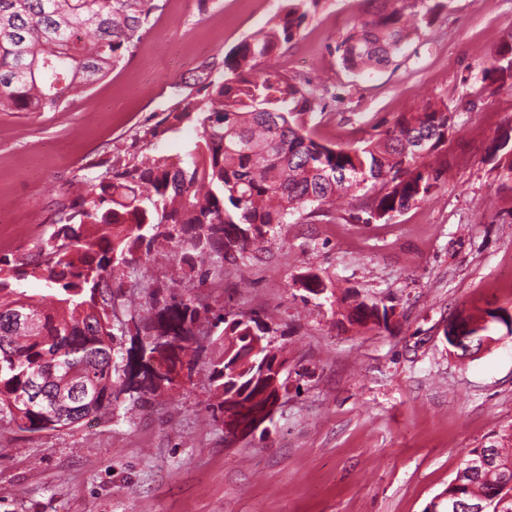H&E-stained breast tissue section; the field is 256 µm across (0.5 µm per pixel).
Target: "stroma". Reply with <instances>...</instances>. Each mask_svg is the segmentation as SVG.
Masks as SVG:
<instances>
[{"label": "stroma", "mask_w": 512, "mask_h": 512, "mask_svg": "<svg viewBox=\"0 0 512 512\" xmlns=\"http://www.w3.org/2000/svg\"><path fill=\"white\" fill-rule=\"evenodd\" d=\"M134 53L56 112H0V254L33 255L56 204L102 159L187 151L193 125L150 135L183 84L217 76L224 56L271 25L284 0H154ZM386 0H321L287 51L316 89L314 135L342 147L403 112L445 102L454 128L439 188L389 222L352 220L346 200L316 224H287L224 265L213 306L259 313L288 358V393L271 421L232 441L195 355L190 381L151 403L121 395L113 414L30 435L0 428V512H425L463 451L512 425V335L462 359L447 340L460 312L512 313V190L489 159L512 128V86L484 89L481 58L512 38V0H452L403 57L342 68L339 37ZM330 279L319 296L299 286ZM389 300L388 328L344 317Z\"/></svg>", "instance_id": "1"}]
</instances>
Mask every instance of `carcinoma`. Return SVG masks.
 I'll return each mask as SVG.
<instances>
[{
	"label": "carcinoma",
	"mask_w": 512,
	"mask_h": 512,
	"mask_svg": "<svg viewBox=\"0 0 512 512\" xmlns=\"http://www.w3.org/2000/svg\"><path fill=\"white\" fill-rule=\"evenodd\" d=\"M320 0H286L273 26L250 35L224 56V73L198 82L151 130L156 138L192 123L196 139L183 155L149 153L125 165L97 163L101 172L68 191L48 238L26 261L0 256V427L23 433L67 429L81 418L113 413L118 395L113 377L123 374L129 397L142 399L168 386L160 370L142 364L138 347L123 366L112 360L115 331L134 326L135 335L160 337L175 358L187 355L197 328L225 329L211 337L213 355L205 376L217 398L213 413L246 418L269 399L258 357L238 362L225 354L224 336H258L272 330L258 315L230 320L206 297L193 294L223 272L224 261L244 257L267 243L285 224H314L327 216L336 197L368 194L361 212L390 221L435 191L444 168L424 159L437 156L453 129L444 102L403 112L377 137L354 148L313 138L307 118L314 113L310 83L301 82L272 60L300 34ZM392 9L361 20L340 37L342 67L358 73L386 66L413 34L432 25L451 0H391ZM154 9L153 0H0V112H56L103 80L132 53ZM482 80L512 83V41L485 55ZM512 136L495 146L503 152L499 175L512 181ZM183 252L178 284L154 281L141 265L156 249ZM136 272L147 290L146 314L134 306L129 319L112 325V303ZM43 280L48 292L28 295L16 287ZM318 296L328 288L316 273L299 281ZM26 307L34 323L21 329L1 318ZM395 306L364 300L346 315L369 329L388 328ZM480 315L460 314L453 329L477 344L471 326ZM37 380L51 398L80 386L93 399L75 416L63 407L18 401ZM490 451L493 468L475 472L468 463ZM512 492V431L488 445L467 449L462 466L441 496L484 512L498 509L502 491Z\"/></svg>",
	"instance_id": "1"
}]
</instances>
